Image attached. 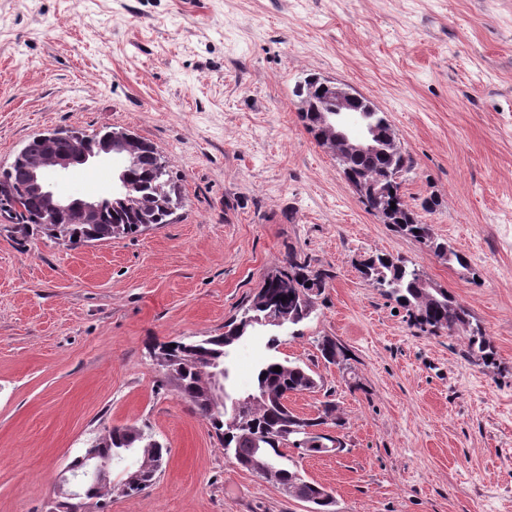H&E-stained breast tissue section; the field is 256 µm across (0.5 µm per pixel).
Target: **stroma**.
Wrapping results in <instances>:
<instances>
[{
  "label": "stroma",
  "mask_w": 512,
  "mask_h": 512,
  "mask_svg": "<svg viewBox=\"0 0 512 512\" xmlns=\"http://www.w3.org/2000/svg\"><path fill=\"white\" fill-rule=\"evenodd\" d=\"M311 73L387 112L413 159L405 200L469 269L365 207L299 118ZM61 126L152 142L185 206L76 249L0 217V512H53L68 464L133 423L166 466L85 512H311L225 455L151 358L223 332L292 248L334 278L276 351L265 331L235 347L228 390L250 391L271 353L317 373L288 404L312 416L331 399L345 420L340 455L298 461L333 512H512V0H0V169ZM117 175L103 160L58 189L89 199ZM375 254L466 305L493 363L372 288L360 264ZM327 337L346 367L321 359Z\"/></svg>",
  "instance_id": "obj_1"
}]
</instances>
